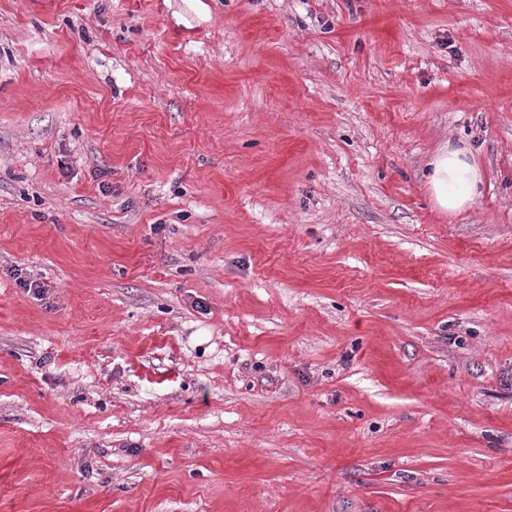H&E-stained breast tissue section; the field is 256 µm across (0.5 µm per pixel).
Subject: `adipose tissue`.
Segmentation results:
<instances>
[{
	"label": "adipose tissue",
	"instance_id": "1",
	"mask_svg": "<svg viewBox=\"0 0 512 512\" xmlns=\"http://www.w3.org/2000/svg\"><path fill=\"white\" fill-rule=\"evenodd\" d=\"M427 167V184L436 207L458 214L474 204L483 177L466 148L444 145L431 157Z\"/></svg>",
	"mask_w": 512,
	"mask_h": 512
}]
</instances>
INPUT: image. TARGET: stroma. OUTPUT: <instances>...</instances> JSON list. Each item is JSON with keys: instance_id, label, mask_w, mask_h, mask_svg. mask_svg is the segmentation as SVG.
Masks as SVG:
<instances>
[{"instance_id": "35a3bbf8", "label": "stroma", "mask_w": 512, "mask_h": 512, "mask_svg": "<svg viewBox=\"0 0 512 512\" xmlns=\"http://www.w3.org/2000/svg\"><path fill=\"white\" fill-rule=\"evenodd\" d=\"M0 512H512V0H0ZM464 147L444 145L427 163V184L440 210L459 214L470 208L480 195L483 177Z\"/></svg>"}]
</instances>
